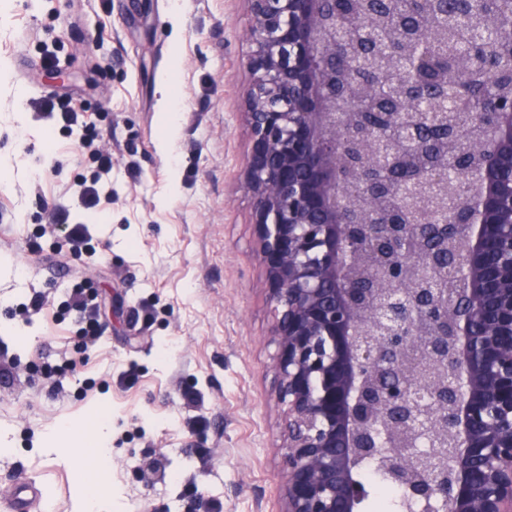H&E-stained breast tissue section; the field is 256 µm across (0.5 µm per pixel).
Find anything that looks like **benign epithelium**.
I'll return each mask as SVG.
<instances>
[{"label": "benign epithelium", "mask_w": 512, "mask_h": 512, "mask_svg": "<svg viewBox=\"0 0 512 512\" xmlns=\"http://www.w3.org/2000/svg\"><path fill=\"white\" fill-rule=\"evenodd\" d=\"M254 85L246 119L251 146L243 186L254 200L258 257L266 273L275 391L284 406L282 512H360L358 478L377 464L407 499L428 512H512V224L493 213L512 206V171L485 169L479 219L458 247L467 272L454 322L422 330L427 313L448 309V289L408 288L390 270L382 302L395 321L384 336L359 335L356 315L379 290L345 279L350 237L360 229L336 207L335 121L325 108L323 70L312 47L326 0H250ZM512 147V101L498 113L491 155ZM378 244L401 252L400 224ZM416 349L451 384L425 403L382 374L403 369ZM453 439L450 466L422 443Z\"/></svg>", "instance_id": "obj_1"}]
</instances>
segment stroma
I'll use <instances>...</instances> for the list:
<instances>
[{
    "label": "stroma",
    "instance_id": "35a3bbf8",
    "mask_svg": "<svg viewBox=\"0 0 512 512\" xmlns=\"http://www.w3.org/2000/svg\"><path fill=\"white\" fill-rule=\"evenodd\" d=\"M248 17V0H0V512L25 483L42 489L35 512H69L79 477L40 434L98 406L120 512H281L272 319L243 187ZM69 96L84 121L44 111ZM101 153L112 200L90 208L75 189ZM80 288L99 306L91 346Z\"/></svg>",
    "mask_w": 512,
    "mask_h": 512
}]
</instances>
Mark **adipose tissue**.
I'll use <instances>...</instances> for the list:
<instances>
[{
	"label": "adipose tissue",
	"mask_w": 512,
	"mask_h": 512,
	"mask_svg": "<svg viewBox=\"0 0 512 512\" xmlns=\"http://www.w3.org/2000/svg\"><path fill=\"white\" fill-rule=\"evenodd\" d=\"M94 432L89 445L67 444L68 435L75 429L61 423L49 429L43 438V447L62 459L81 480L72 503L71 512H112V478L108 462L112 457V420L103 411L94 413Z\"/></svg>",
	"instance_id": "1"
}]
</instances>
